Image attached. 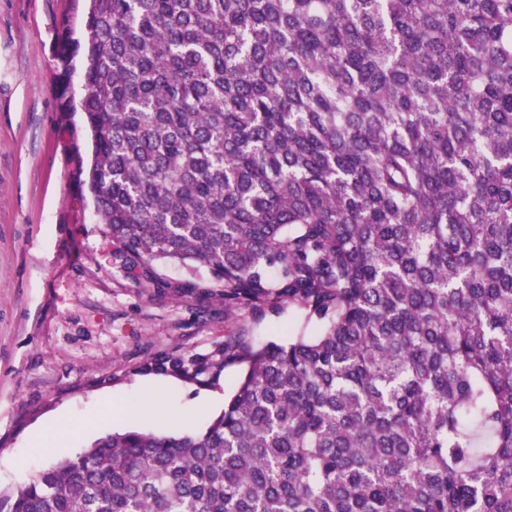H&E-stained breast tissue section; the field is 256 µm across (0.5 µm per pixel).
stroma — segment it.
I'll return each instance as SVG.
<instances>
[{
  "label": "stroma",
  "instance_id": "obj_1",
  "mask_svg": "<svg viewBox=\"0 0 512 512\" xmlns=\"http://www.w3.org/2000/svg\"><path fill=\"white\" fill-rule=\"evenodd\" d=\"M82 0H0V493L73 456L100 436L138 430L199 433L224 409L243 372L226 366L200 387L136 366L174 346L204 354L243 330L284 341L304 327L284 306L256 320L228 313L221 295H183L186 273L147 288L114 258L79 198L77 155L88 150L81 112L62 109L54 55Z\"/></svg>",
  "mask_w": 512,
  "mask_h": 512
}]
</instances>
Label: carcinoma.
I'll use <instances>...</instances> for the list:
<instances>
[{
	"label": "carcinoma",
	"mask_w": 512,
	"mask_h": 512,
	"mask_svg": "<svg viewBox=\"0 0 512 512\" xmlns=\"http://www.w3.org/2000/svg\"><path fill=\"white\" fill-rule=\"evenodd\" d=\"M87 187L147 288L315 336L137 373L200 434L102 437L0 512H512V0H90Z\"/></svg>",
	"instance_id": "carcinoma-1"
}]
</instances>
